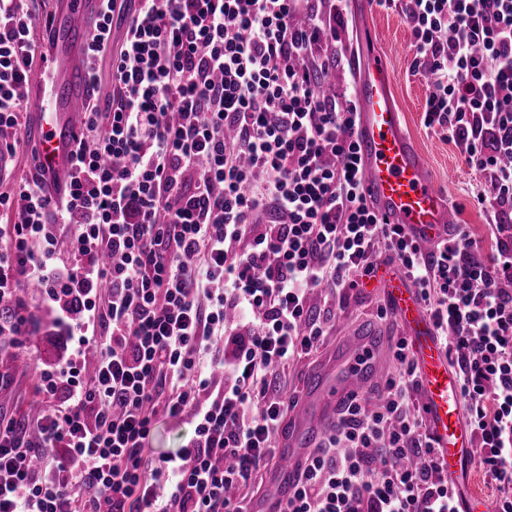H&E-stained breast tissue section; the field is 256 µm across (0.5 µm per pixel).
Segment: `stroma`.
Segmentation results:
<instances>
[{
  "instance_id": "1",
  "label": "stroma",
  "mask_w": 512,
  "mask_h": 512,
  "mask_svg": "<svg viewBox=\"0 0 512 512\" xmlns=\"http://www.w3.org/2000/svg\"><path fill=\"white\" fill-rule=\"evenodd\" d=\"M370 22L379 49L394 75V93L406 128L422 150L433 180L452 203L457 223L465 225L483 250H490L487 226L491 213L489 209L478 207L474 201L475 194L484 182L483 174L466 165L459 144L440 139L423 124L426 83L413 72V37L409 27L399 11L380 7L375 9ZM27 300L33 316V334L28 340L30 369L26 375L15 373L13 347L0 345V372L16 378L12 386L0 390V409L17 416L26 415L39 399L37 372L63 364L70 351L69 341L56 323L55 308L43 304L39 296L32 292L28 293ZM384 304V290L379 286H369L362 295L349 294L345 304L337 308L332 329L319 350L290 366L286 376L288 392L297 391L304 376L321 359L323 352L342 347L371 327L377 328L381 337L380 347L386 352V374L395 373L397 365L388 350L392 342L398 340L401 331L395 319L377 323L378 310Z\"/></svg>"
}]
</instances>
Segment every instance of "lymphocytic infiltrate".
<instances>
[{
  "mask_svg": "<svg viewBox=\"0 0 512 512\" xmlns=\"http://www.w3.org/2000/svg\"><path fill=\"white\" fill-rule=\"evenodd\" d=\"M377 3L412 31L425 126L485 175L490 253L463 228L423 249L368 208L355 102L316 79L342 62L345 0H136L118 46L117 0H102L89 65L97 81L111 60L115 91L87 106L62 208L37 180L0 191V341L25 348L31 287L73 341L41 374L36 420L0 412V512H247L291 407L273 376L328 334L311 293L364 285L383 254L454 358L492 512H512V0ZM38 11L0 0V157L29 108ZM395 358L385 396L346 409L286 512H458L406 341ZM160 414L193 435L153 458Z\"/></svg>",
  "mask_w": 512,
  "mask_h": 512,
  "instance_id": "f902f5d3",
  "label": "lymphocytic infiltrate"
}]
</instances>
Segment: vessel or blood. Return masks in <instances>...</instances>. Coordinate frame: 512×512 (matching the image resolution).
<instances>
[{"mask_svg":"<svg viewBox=\"0 0 512 512\" xmlns=\"http://www.w3.org/2000/svg\"><path fill=\"white\" fill-rule=\"evenodd\" d=\"M373 6V0H352L350 5L357 27L353 48L362 194L383 222L402 225L419 244L432 245L455 235L454 214L404 127L393 74L369 29ZM99 13L100 0H51L32 23L37 56L24 92L31 103L32 149L54 199L62 197L72 176L80 108L97 93L88 77L86 46L90 24ZM376 278L385 284L387 303L410 343L420 407L433 446L445 470L456 475L459 467L476 458V442L460 417L457 377L416 288L396 275L388 260L377 262ZM382 361L378 346L362 337L350 350L311 371L281 434L270 489L252 502L251 512H285L311 447L353 399L380 388Z\"/></svg>","mask_w":512,"mask_h":512,"instance_id":"vessel-or-blood-1","label":"vessel or blood"}]
</instances>
